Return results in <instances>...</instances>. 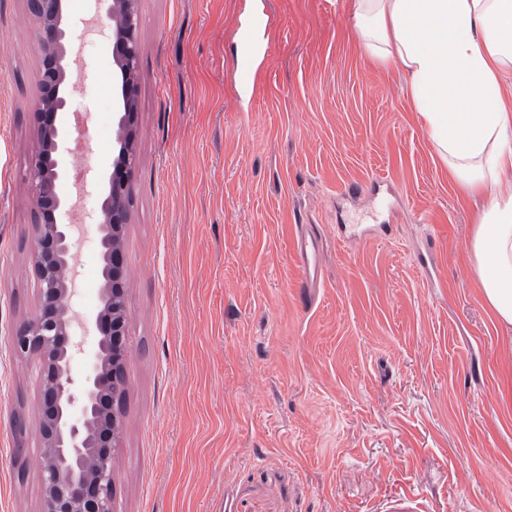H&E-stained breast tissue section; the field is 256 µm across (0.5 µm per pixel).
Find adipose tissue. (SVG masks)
<instances>
[{"mask_svg": "<svg viewBox=\"0 0 512 512\" xmlns=\"http://www.w3.org/2000/svg\"><path fill=\"white\" fill-rule=\"evenodd\" d=\"M353 37L379 66L408 77L409 96L448 177L484 198L471 242L481 294L512 326V105L501 75L512 68V0H350Z\"/></svg>", "mask_w": 512, "mask_h": 512, "instance_id": "adipose-tissue-1", "label": "adipose tissue"}]
</instances>
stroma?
Masks as SVG:
<instances>
[{"mask_svg":"<svg viewBox=\"0 0 512 512\" xmlns=\"http://www.w3.org/2000/svg\"><path fill=\"white\" fill-rule=\"evenodd\" d=\"M139 0L137 165L123 231L130 351L114 512H512V328L470 243L483 202L448 179L404 73L365 59L350 0ZM61 115L69 159L112 172V36L83 33ZM41 51L27 0H0V512H40L34 359L6 336L38 306L26 179ZM96 201L63 214L100 308ZM320 245L302 287L293 241ZM30 428L25 453L9 428ZM26 476L18 478L16 463Z\"/></svg>","mask_w":512,"mask_h":512,"instance_id":"35a3bbf8","label":"stroma"}]
</instances>
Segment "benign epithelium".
Wrapping results in <instances>:
<instances>
[{"instance_id":"7a95c632","label":"benign epithelium","mask_w":512,"mask_h":512,"mask_svg":"<svg viewBox=\"0 0 512 512\" xmlns=\"http://www.w3.org/2000/svg\"><path fill=\"white\" fill-rule=\"evenodd\" d=\"M98 21L112 32L113 101L117 132L112 144L113 171L98 198V244L112 265V287L103 302L111 311L112 328L101 316L88 320L71 305L72 257L77 243L75 226L57 221L72 206L61 198L58 182L69 174L63 152L67 132L58 121L76 98L69 72V28L65 0H28L41 50L38 72L37 135L39 149L28 166V184L35 202L32 261L39 282V308L15 326L8 336L18 357H34L41 369V417L37 424L42 458L41 512H113L112 456L121 432L118 388L124 379L115 371L128 352L125 293L120 287V232L128 223V198L135 165L133 127L140 47L137 40V0H104ZM93 328L95 346L85 374L76 381L71 362L80 353L71 330L75 323Z\"/></svg>"}]
</instances>
